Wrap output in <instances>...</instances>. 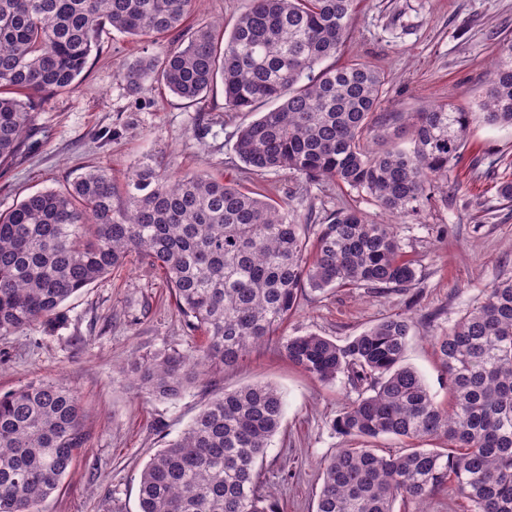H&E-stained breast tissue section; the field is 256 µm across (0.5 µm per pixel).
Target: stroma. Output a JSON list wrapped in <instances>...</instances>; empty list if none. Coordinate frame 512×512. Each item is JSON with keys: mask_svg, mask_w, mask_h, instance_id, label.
<instances>
[{"mask_svg": "<svg viewBox=\"0 0 512 512\" xmlns=\"http://www.w3.org/2000/svg\"><path fill=\"white\" fill-rule=\"evenodd\" d=\"M507 35L512 0H358L336 63L385 71L389 112L448 101L471 105ZM154 51L146 39L101 35L80 85L52 95L18 156L0 164V211L59 187L90 165L107 166L120 184L136 165L156 162L259 191L299 214H313L319 224L345 206L377 215L364 192L247 170L235 152V133L253 116L225 110L222 86L193 106L166 91L130 93L122 71ZM506 159H512V128L474 115L463 157L448 175L452 193L396 222L421 273L419 283L384 292H307L284 334L314 332L340 344L388 315L406 314L416 334L405 361L437 401L447 403L448 381L432 335L446 330L486 288L512 276V205L497 192ZM196 342L163 274L137 260L69 298L56 321L0 336V393L59 378L85 410L87 446L43 512H139L140 472L150 454L176 439L206 401L256 381L276 385L285 398L281 427L257 465L261 479L274 492L277 512H315L324 462L338 449L364 445L331 428L361 389L342 375L330 383L314 379L288 361L275 337L239 366L201 376L179 399L159 401L135 388L133 358L163 349L188 354Z\"/></svg>", "mask_w": 512, "mask_h": 512, "instance_id": "1", "label": "stroma"}]
</instances>
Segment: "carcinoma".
Segmentation results:
<instances>
[{
    "label": "carcinoma",
    "mask_w": 512,
    "mask_h": 512,
    "mask_svg": "<svg viewBox=\"0 0 512 512\" xmlns=\"http://www.w3.org/2000/svg\"><path fill=\"white\" fill-rule=\"evenodd\" d=\"M357 0H250L230 32L186 27L195 0H0V163L14 157L34 112L82 79L102 32L159 40L121 73L139 94L155 84L187 104L217 83L224 108L259 117L235 151L259 174L288 171L364 191L384 214L407 217L448 187L474 112L512 126V39L504 38L476 109L434 103L383 112L388 77L362 64L321 66L350 34ZM400 124L393 136L376 128ZM409 136L401 148L393 137ZM267 196L205 173L142 165L118 189L93 165L60 188L0 212V336L56 320L72 295L132 259L162 272L187 328L190 357L163 350L132 364L133 382L163 401L208 371L240 363L279 336L305 290L406 289L418 281L394 227L359 209L311 223ZM412 318L394 313L342 344L317 333L280 336L288 360L323 383L344 374L371 394L332 429L365 442L444 438L448 448H341L324 463L316 512H393L446 487L469 512H512V277L500 280L432 337L448 379L439 405L404 362ZM280 390L256 382L207 402L176 440L149 456L140 512H274L257 463L278 432ZM78 394L31 381L0 395V512L42 504L86 447Z\"/></svg>",
    "instance_id": "obj_1"
}]
</instances>
